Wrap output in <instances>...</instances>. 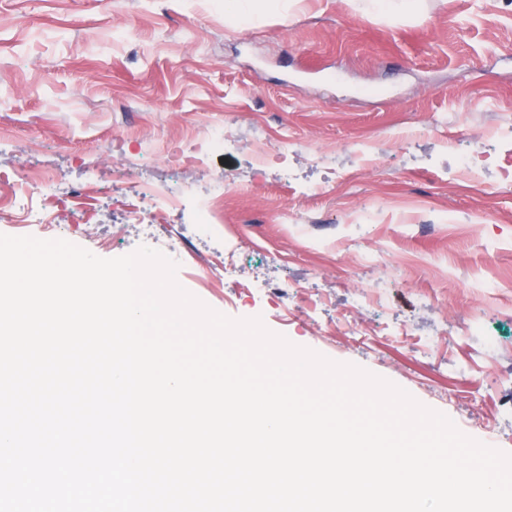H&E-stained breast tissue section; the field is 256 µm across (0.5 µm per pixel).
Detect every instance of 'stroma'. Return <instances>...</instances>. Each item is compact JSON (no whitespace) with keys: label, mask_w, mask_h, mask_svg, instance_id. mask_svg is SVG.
<instances>
[{"label":"stroma","mask_w":512,"mask_h":512,"mask_svg":"<svg viewBox=\"0 0 512 512\" xmlns=\"http://www.w3.org/2000/svg\"><path fill=\"white\" fill-rule=\"evenodd\" d=\"M231 6L0 0V233L176 249L209 307L512 454V0H257L242 28ZM214 123L230 149L183 163ZM34 169L60 193H31L45 220L21 224L11 192ZM123 181L224 187L223 236L186 208L128 223Z\"/></svg>","instance_id":"obj_1"}]
</instances>
